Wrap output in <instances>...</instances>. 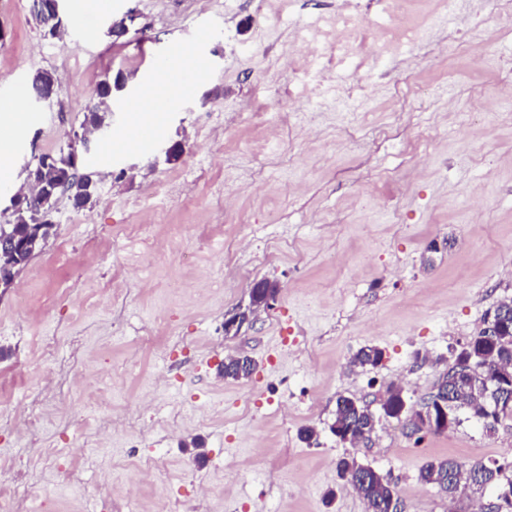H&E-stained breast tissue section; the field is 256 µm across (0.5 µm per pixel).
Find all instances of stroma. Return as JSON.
I'll return each mask as SVG.
<instances>
[{"label": "stroma", "instance_id": "obj_1", "mask_svg": "<svg viewBox=\"0 0 512 512\" xmlns=\"http://www.w3.org/2000/svg\"><path fill=\"white\" fill-rule=\"evenodd\" d=\"M336 2L112 0L76 23L63 0L65 34L52 39L30 0H0V85L32 116L11 159L19 186L66 148L106 76L127 78L112 140L172 45H195L207 68L160 113L152 148L106 159L91 145L92 201L60 197L54 237L0 288V464L24 465L51 512H154L161 499L189 512H365L338 477L344 457L388 475L402 512H471L479 495L448 500L420 470L512 459L511 419L491 437L470 423L416 437L385 419L355 447L330 430L338 397L376 411L394 385L411 403L435 392L450 349L512 299V68L494 63L512 54V0H461L450 16L441 0H354L364 28L398 11L425 31L402 59L356 48L341 65L372 94L347 103L301 46ZM121 20L129 32L113 37ZM39 70L58 79L47 102L33 96ZM485 98L494 111L472 114ZM176 142L185 151L168 159ZM136 224L159 251L130 255ZM262 280L279 285L273 307L225 332ZM44 336L74 341L49 385ZM365 345L381 364L350 369ZM228 357L250 358V378L219 376ZM101 367L123 376L112 407L126 428L107 443L105 413L75 382ZM34 400L51 420L30 438Z\"/></svg>", "mask_w": 512, "mask_h": 512}]
</instances>
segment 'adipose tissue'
Instances as JSON below:
<instances>
[{"instance_id": "ef3b65f1", "label": "adipose tissue", "mask_w": 512, "mask_h": 512, "mask_svg": "<svg viewBox=\"0 0 512 512\" xmlns=\"http://www.w3.org/2000/svg\"><path fill=\"white\" fill-rule=\"evenodd\" d=\"M206 75L204 63L194 46H182L179 52L167 58L151 84V94L139 99L131 106V128L118 137L114 145L123 151L139 150L140 145L132 135L134 127L151 125L155 122V99H176L191 93L196 84ZM25 127V115L17 102L0 101V182L13 186L14 181L9 167L11 156Z\"/></svg>"}]
</instances>
